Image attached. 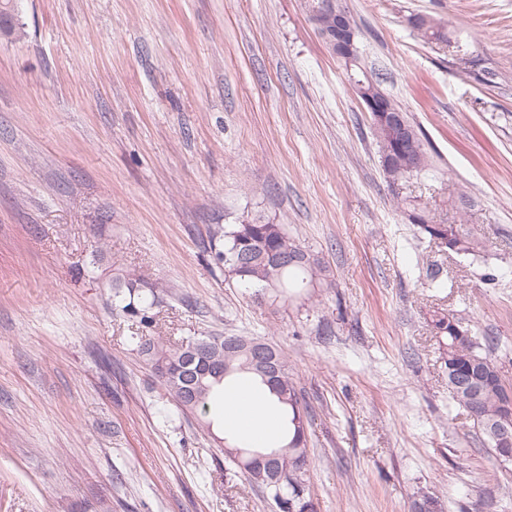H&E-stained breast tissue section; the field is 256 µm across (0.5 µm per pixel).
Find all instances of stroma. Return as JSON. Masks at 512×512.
<instances>
[{
  "instance_id": "obj_1",
  "label": "stroma",
  "mask_w": 512,
  "mask_h": 512,
  "mask_svg": "<svg viewBox=\"0 0 512 512\" xmlns=\"http://www.w3.org/2000/svg\"><path fill=\"white\" fill-rule=\"evenodd\" d=\"M345 3L360 65L433 146L427 174L385 172L307 0H17L0 39V512H274L220 449L223 407L177 410L132 351L138 324L113 307L130 278L159 296L155 335L284 351L313 512H414L425 494L512 512V462L451 399L431 327L449 310L493 338L512 385V0ZM415 207L485 251L448 254ZM258 217L325 282L284 301L229 277L224 227Z\"/></svg>"
}]
</instances>
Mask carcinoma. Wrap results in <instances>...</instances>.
<instances>
[{"label": "carcinoma", "instance_id": "carcinoma-1", "mask_svg": "<svg viewBox=\"0 0 512 512\" xmlns=\"http://www.w3.org/2000/svg\"><path fill=\"white\" fill-rule=\"evenodd\" d=\"M403 119L412 130V169L396 174L398 178L418 176L430 170L429 156L422 132L411 122L408 114ZM422 233L431 239L449 238L448 251L457 255H477L485 248V241L464 229L462 224H436L423 218L417 211L409 215ZM286 254L288 262L274 266L270 256ZM224 262V271L243 285L262 288L276 296H287L298 288L313 285L323 267L288 235L281 224H265L260 220L248 224H233L224 231V252L218 254ZM128 293L117 291L121 311L137 319L139 329L146 331L156 324L153 308L157 296L137 297L136 286L129 282ZM432 328L442 350L448 382L468 377L464 388L448 387L455 403L468 412L473 427L481 434L497 458L502 450L492 438L491 422L500 415L502 403L512 397V386L498 376V365L491 353L490 339L480 341L475 331L450 312H437ZM136 352L146 357L159 373L163 385L178 409L185 412H206L210 402L222 396L226 382L240 376L266 384L252 368V347L259 342L248 336H193L171 348L152 336L133 337ZM271 357L279 366L278 382L270 392L282 407V421L271 450L280 453L284 480L271 487L266 476L256 471L243 470L247 479L263 489L281 512H308L311 504L309 491V453L306 433L307 415L290 374L287 358L276 347Z\"/></svg>", "mask_w": 512, "mask_h": 512}]
</instances>
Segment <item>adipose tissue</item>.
Returning a JSON list of instances; mask_svg holds the SVG:
<instances>
[{
	"instance_id": "ef3b65f1",
	"label": "adipose tissue",
	"mask_w": 512,
	"mask_h": 512,
	"mask_svg": "<svg viewBox=\"0 0 512 512\" xmlns=\"http://www.w3.org/2000/svg\"><path fill=\"white\" fill-rule=\"evenodd\" d=\"M278 407L267 392L243 386L224 400V422L252 447H263L278 425Z\"/></svg>"
}]
</instances>
